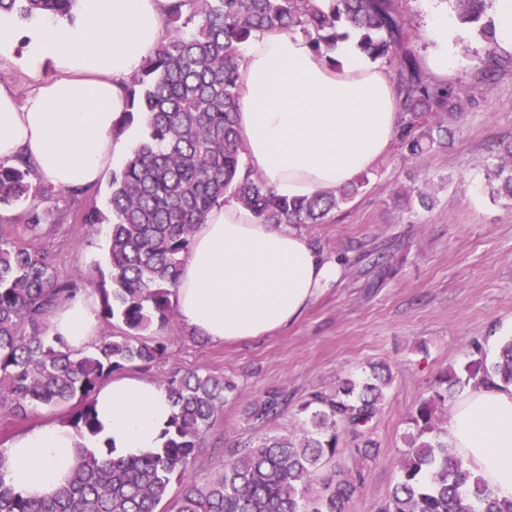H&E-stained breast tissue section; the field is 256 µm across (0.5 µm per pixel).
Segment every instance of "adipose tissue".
<instances>
[{"instance_id":"1","label":"adipose tissue","mask_w":512,"mask_h":512,"mask_svg":"<svg viewBox=\"0 0 512 512\" xmlns=\"http://www.w3.org/2000/svg\"><path fill=\"white\" fill-rule=\"evenodd\" d=\"M173 0H75L68 19L36 18L20 30L0 15V67L35 80L24 101L0 83V159L24 156L38 180L55 187L98 186L139 143L132 126L115 134L127 108L125 86L163 40ZM454 23L431 14L428 69L455 63ZM357 35L336 46L329 66L300 34L263 32L243 52L237 126L249 164L275 192L309 196L353 181L396 134L398 101L388 72L364 55ZM341 269L285 225L262 223L240 204L212 209L193 236L176 288L183 323L214 342L257 338L297 319ZM97 331L91 299L53 315L50 333L74 350ZM97 435L51 421L0 452V478L24 496L47 497L66 484L77 454L103 459L161 447L173 412L166 390L120 377L100 388ZM450 443L465 466L502 497H512V389L480 388L448 412Z\"/></svg>"}]
</instances>
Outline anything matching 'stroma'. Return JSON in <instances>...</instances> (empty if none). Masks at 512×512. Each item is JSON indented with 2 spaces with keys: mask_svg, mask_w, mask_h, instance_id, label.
Returning <instances> with one entry per match:
<instances>
[{
  "mask_svg": "<svg viewBox=\"0 0 512 512\" xmlns=\"http://www.w3.org/2000/svg\"><path fill=\"white\" fill-rule=\"evenodd\" d=\"M408 48L425 61L427 0H402ZM489 52L474 31L457 43L447 81L479 90L477 102L449 123L441 146L410 159L399 141L368 170V185L322 224L299 225L312 245L342 269L288 327L258 338L214 343L174 322L168 354L137 377L155 382L175 372L206 371L235 386L192 467L200 483L215 478L238 448L265 435L298 436L300 407L313 391L332 394L343 381L364 380L371 366H389L392 382L371 424L380 453L352 512H376L399 479L398 453L408 418L448 368L464 364L474 343L488 358L512 338V207L492 200L488 167L512 145V53L484 81ZM433 199L421 207L418 191ZM107 185L49 204L57 232L48 241L59 275L94 294L109 273L104 232L75 222L76 211L106 209ZM287 395L276 416L252 421L269 393Z\"/></svg>",
  "mask_w": 512,
  "mask_h": 512,
  "instance_id": "35a3bbf8",
  "label": "stroma"
}]
</instances>
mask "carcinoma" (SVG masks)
<instances>
[{
	"label": "carcinoma",
	"mask_w": 512,
	"mask_h": 512,
	"mask_svg": "<svg viewBox=\"0 0 512 512\" xmlns=\"http://www.w3.org/2000/svg\"><path fill=\"white\" fill-rule=\"evenodd\" d=\"M75 0H0V12L22 19L69 17ZM460 23L494 41L487 0H448ZM167 37L127 83L129 109L120 128L139 119L138 147L112 169L108 212L96 207L75 220L107 225L109 279L97 283L98 316L118 318L125 334L90 352H75L48 334L55 311L79 288L61 279L44 243L51 212L35 208L25 220L31 238L16 244L0 233V409L24 415L38 407H69L66 419L95 435V396L104 379L126 367L148 369L167 355L168 328L177 317L180 266L197 226L229 200L265 224H322L368 184L364 176L336 190L288 199L245 163L236 113L242 48L263 31L300 33L336 66V44L354 32L373 60L395 64L398 139L413 158L441 143V118L462 110L474 95L461 86L430 81L406 46L400 0H177L164 19ZM493 195L512 206V150L491 169ZM81 188L34 181L23 161H0V208L30 198L45 202ZM373 382H345L325 397L315 393L299 437L263 436L224 462L219 476L197 484L190 468L205 434L234 385L206 372L163 378L174 412L162 448L142 457L102 460L82 453L65 486L45 498H24L0 480V512H351L377 454L370 425L392 381L389 368H372ZM512 387V339L490 362L481 345L461 368L441 375L411 413L412 433L398 457L400 477L378 512H512L475 478L435 426L437 408L465 385ZM287 398L267 396L252 418L264 420ZM359 443L339 446V428ZM350 455L355 469L321 478L325 462ZM323 479V492L308 496ZM180 493L169 498L172 482Z\"/></svg>",
	"instance_id": "cac0c4a2"
}]
</instances>
